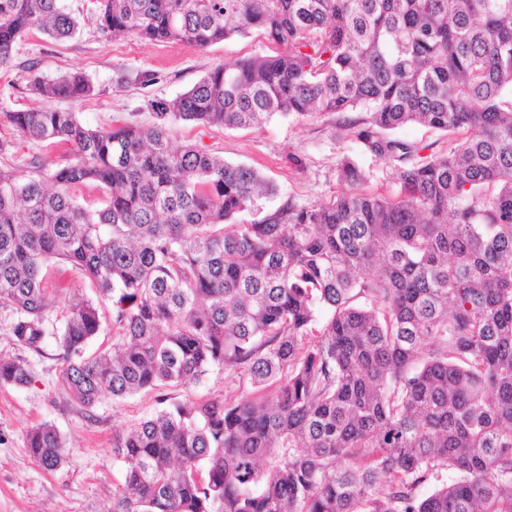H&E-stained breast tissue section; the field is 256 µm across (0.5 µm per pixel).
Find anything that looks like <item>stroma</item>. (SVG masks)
<instances>
[{
    "label": "stroma",
    "instance_id": "1",
    "mask_svg": "<svg viewBox=\"0 0 512 512\" xmlns=\"http://www.w3.org/2000/svg\"><path fill=\"white\" fill-rule=\"evenodd\" d=\"M78 19L74 37L57 41L40 32L24 35L9 68L0 69V113L33 107L76 113L92 129L113 123L152 125L150 103L171 100L188 90L219 63L256 54L276 53V45L259 34L234 37L205 50L180 44H156L133 36L104 37L97 28V0H62ZM84 74L94 94L75 103L45 100L29 89L31 76L51 79ZM342 114L322 113L297 119L277 117L258 129L227 130L190 122L171 123V143H191L226 161L251 165L277 187L265 202L276 210L286 200L308 205L329 200L342 186L336 180L340 156L359 157L373 191L395 190V173L385 161L362 154L359 143L342 130ZM49 164L66 162L69 149L20 138L0 123V166L18 181L31 178L32 158ZM55 300V315H64L72 296H93L88 281L75 269L51 265L44 279ZM10 311L0 308V358L25 359L33 381L25 387H0V512H112L126 469L112 456L113 435L151 415L161 403L199 398L236 399L248 393L245 377L214 369L186 386L142 392L121 401L104 399L85 410L69 398L63 380L62 350L47 339L42 352L19 345L9 332ZM57 426L66 459L56 472L43 469L29 454L27 431L40 423Z\"/></svg>",
    "mask_w": 512,
    "mask_h": 512
}]
</instances>
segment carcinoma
I'll list each match as a JSON object with an SVG mask.
<instances>
[{
	"instance_id": "obj_1",
	"label": "carcinoma",
	"mask_w": 512,
	"mask_h": 512,
	"mask_svg": "<svg viewBox=\"0 0 512 512\" xmlns=\"http://www.w3.org/2000/svg\"><path fill=\"white\" fill-rule=\"evenodd\" d=\"M97 21L108 38L202 50L258 32L283 47L151 102V127L5 113L18 136L72 153L32 161L25 183L0 168L11 336L35 352L58 339L67 394L86 408L213 368L252 387L113 437L128 463L113 512H512V0H100ZM76 29L60 0H0V68L22 35ZM30 90L94 93L78 73ZM322 112L362 113L341 128L393 166L397 192L365 191V168L344 154L346 190L267 211L262 174L172 146L163 123L240 129ZM408 124L460 139L424 156L431 146L394 135ZM51 262L97 299L52 319ZM107 300L122 343L89 354ZM32 380L0 359V385ZM26 448L49 472L63 464L51 423ZM444 472L456 479L418 494Z\"/></svg>"
}]
</instances>
